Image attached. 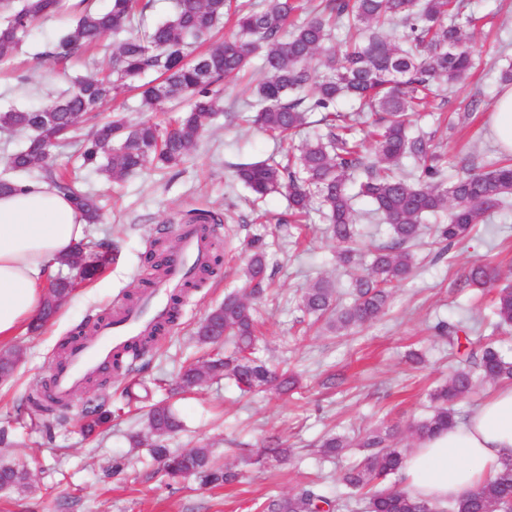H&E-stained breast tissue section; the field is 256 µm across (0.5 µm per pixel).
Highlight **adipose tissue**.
<instances>
[{
	"label": "adipose tissue",
	"mask_w": 512,
	"mask_h": 512,
	"mask_svg": "<svg viewBox=\"0 0 512 512\" xmlns=\"http://www.w3.org/2000/svg\"><path fill=\"white\" fill-rule=\"evenodd\" d=\"M72 198L48 182L0 194V345L25 333L63 257L86 239ZM512 458V383L499 386L454 427L417 445L402 470L415 494L445 500L482 484Z\"/></svg>",
	"instance_id": "obj_1"
}]
</instances>
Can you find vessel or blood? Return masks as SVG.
Returning a JSON list of instances; mask_svg holds the SVG:
<instances>
[{
  "label": "vessel or blood",
  "mask_w": 512,
  "mask_h": 512,
  "mask_svg": "<svg viewBox=\"0 0 512 512\" xmlns=\"http://www.w3.org/2000/svg\"><path fill=\"white\" fill-rule=\"evenodd\" d=\"M177 232L181 238L179 255L165 266L163 279L144 295L141 303L106 324L99 338L72 344L64 362L52 368L54 396L67 397L88 376L111 367L116 354L130 352L140 337L170 320L168 300L172 289L184 285L210 255L209 241L198 225L181 224Z\"/></svg>",
  "instance_id": "1"
}]
</instances>
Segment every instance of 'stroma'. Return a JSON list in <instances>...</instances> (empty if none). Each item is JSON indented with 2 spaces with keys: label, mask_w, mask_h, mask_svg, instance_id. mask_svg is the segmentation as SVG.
Masks as SVG:
<instances>
[{
  "label": "stroma",
  "mask_w": 512,
  "mask_h": 512,
  "mask_svg": "<svg viewBox=\"0 0 512 512\" xmlns=\"http://www.w3.org/2000/svg\"><path fill=\"white\" fill-rule=\"evenodd\" d=\"M462 2L478 18L470 30L474 69L460 84L440 91L442 111L457 120L449 129L426 111L410 132L425 135L432 148L447 154L449 165L478 167L501 152L493 113L502 88L499 69L512 60V0ZM67 26L64 20L46 21L13 59L0 62V111L37 106L70 89L75 79L111 67L112 35L103 38L94 63L46 60L48 42ZM254 85L250 74L219 82L223 112L192 158L174 169L147 167L112 183L82 167L75 149L53 150V166L80 169L85 188L99 196L102 218L91 236L109 245L112 259L94 279L78 283L43 328L15 339L24 357L12 383L0 386V457L25 463L32 488L0 493V512H259L262 502L315 480L332 492L343 466L356 462L360 451L350 448L336 460H319L317 449L328 433L354 436L385 422L399 426L401 447L413 448L408 425L429 413V391L456 365L435 330L439 321L460 320L483 334H498L512 354V327L491 325L494 290L457 286L465 268L479 259L497 268L500 283H512L510 210L493 214L453 248L449 260L439 258L441 246L432 234H423L413 275L393 289L385 315L357 333H330L301 311L299 296L306 285L324 278L343 296L360 270L337 264L336 242L318 209H310L301 225L281 223L288 209L285 197L255 199L235 180L237 164L265 159L278 149L251 122ZM473 99L481 106L466 114ZM195 209L220 220L214 235L221 241V269L180 304L157 351L93 379L91 395L110 414L102 432L82 433L81 404H74L62 422L27 406L28 394L50 374L52 353L79 338L87 318H111L139 296L154 275L145 257L158 229L188 223ZM256 238L265 244L273 289L255 305L262 326L257 355L275 369L298 373L300 386L286 395L269 391L243 397L226 380L174 395L171 403L185 428L169 439L170 448H211L221 463L237 466L242 479L210 488L191 478L165 477L147 446L134 442L148 432L138 407L125 406L123 392L141 391L159 378L176 384L182 366L204 355L196 331L226 292L241 287L248 245ZM414 352L422 363L411 361ZM272 439L290 448V460L253 465Z\"/></svg>",
  "instance_id": "35a3bbf8"
}]
</instances>
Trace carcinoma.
I'll return each instance as SVG.
<instances>
[{"label":"carcinoma","instance_id":"1","mask_svg":"<svg viewBox=\"0 0 512 512\" xmlns=\"http://www.w3.org/2000/svg\"><path fill=\"white\" fill-rule=\"evenodd\" d=\"M138 9V0H111L105 11L93 8L90 0H0V60L12 58L41 22L56 16L75 17L56 37L50 56L57 61L96 46L108 33H129L112 52V73L80 80L65 95L27 111L0 112L1 130L28 134L26 145L10 157V168H43L45 181L71 196L87 223L101 219L97 197L81 189L77 179L49 167L51 150L70 144L79 120L128 91L140 94L146 112L182 103L168 127L149 121L130 125L116 117L98 125L79 145L82 165L114 182L148 163L159 169L180 165L221 110L222 97L213 85L246 72L259 51L263 78L254 89L253 122L282 145L309 124L311 113L319 112L316 123L327 133L284 150L278 159L240 164L235 179L259 198L286 193L292 217L306 215L312 200H318L338 245V262L361 266L365 255L371 257L365 272L353 280L347 305L339 304L328 280L304 289L301 307L325 318L330 330L353 331L385 314L391 288L413 273L411 247L425 217L441 218L435 235L452 246L512 199L511 158L449 179L445 155L408 131L411 117L427 103L434 86H453L471 68L468 30L477 18L463 15L457 0H326L322 9L310 12L302 0H269L247 10L233 0H174L172 12L150 27L134 24ZM226 16L232 18L233 32L215 41L213 31ZM397 20L408 29L403 45L384 34ZM338 22L346 23L349 33L339 57L330 45ZM150 72L158 77L142 81ZM357 198L371 202L374 217L389 226L388 241L369 245L366 253L357 246ZM108 262L109 253L98 245L81 244L64 261L75 278L59 276L49 282L39 322L54 317L73 292L75 279L94 278ZM244 276L246 288L227 294L197 330L199 343L222 342L227 352L186 366L183 386L228 377L245 394L269 389L286 394L298 387L299 375L278 373L254 356V300L264 294L269 280L266 253L257 241L251 244ZM498 279L495 267L475 262L465 269L460 287L488 288ZM495 315L497 326L512 325V288L497 293ZM22 356L19 346L0 351V382L13 379ZM479 382H512V361L482 336L468 340L462 364L431 391L434 410L410 424L411 438L420 442L453 427L456 402L471 398ZM146 422L153 433L150 455L163 463L166 476L193 477L213 486L239 480L240 473L218 464L209 448L180 453L167 448V439L184 424L166 402L151 405ZM397 438V427L384 424L355 439L327 437L319 449L324 459L338 457L345 448L362 449L360 460L340 478L345 492L333 497L321 484L311 483L262 503L260 512H512V460L477 489L440 502L413 494L398 480L387 482L398 476L406 459ZM30 488L27 465L0 458V491Z\"/></svg>","mask_w":512,"mask_h":512}]
</instances>
